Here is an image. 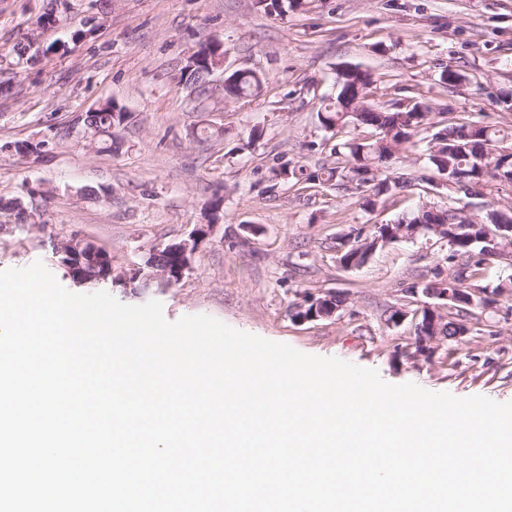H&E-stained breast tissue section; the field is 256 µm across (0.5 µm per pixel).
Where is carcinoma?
<instances>
[{"label": "carcinoma", "instance_id": "carcinoma-1", "mask_svg": "<svg viewBox=\"0 0 512 512\" xmlns=\"http://www.w3.org/2000/svg\"><path fill=\"white\" fill-rule=\"evenodd\" d=\"M208 59L199 62L191 72H182L185 83L195 85L200 91L206 90L209 67ZM235 81L224 87L229 98H246L254 94V88L262 82L261 77L251 70L237 71ZM339 81L336 97L322 102L318 111L320 124L327 130L342 129L349 125L361 126L370 130L366 138H351L335 145L331 153L336 155V165L323 166L309 172L303 166H295L288 171L298 183L311 181L324 182L343 192L362 189V194L391 197L397 192L414 186L409 179L383 175L382 163L399 146L408 143L426 125L436 126L438 130L431 138L428 148V160L437 176L448 171V219L454 212L466 206L468 191L485 187L492 180L501 185L512 184V145H503L505 135L501 131L462 114L443 111L434 112L432 106L413 98L385 109L373 103L361 109L357 117L348 115L355 96L349 95L355 82L364 88H370L374 81L347 70L337 78ZM126 119V114L112 102L98 105L86 113L84 124L100 135L110 134L113 125ZM436 219L435 209L423 208L411 217L403 218L392 224V229L401 231L409 224H430ZM500 215L486 213L478 223L464 221L449 223L448 263L454 268L453 281L477 288L476 283L480 266L488 260L484 254L481 239L497 231ZM349 245L342 256L356 262H366L367 252L363 251L364 240L360 233L348 234Z\"/></svg>", "mask_w": 512, "mask_h": 512}]
</instances>
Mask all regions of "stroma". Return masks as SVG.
<instances>
[{"label": "stroma", "mask_w": 512, "mask_h": 512, "mask_svg": "<svg viewBox=\"0 0 512 512\" xmlns=\"http://www.w3.org/2000/svg\"><path fill=\"white\" fill-rule=\"evenodd\" d=\"M224 43L223 71L206 94L180 80L192 51ZM37 52L18 58L17 44ZM352 64L376 82L372 102L389 108L417 97L438 110L512 129V0H290L274 17L255 0H0V270L42 262L68 290L105 291L122 303L160 301L167 320L205 314L230 327L319 357L371 368L390 384L512 401V292L478 314L469 332L418 354L415 322L390 323L406 290L434 271L448 272V246L423 236L378 249L362 267L344 269L336 239L391 224L422 206L447 208L448 191L427 184L426 139L399 149L390 176L420 177L417 189L367 210L362 195L272 178L282 163L320 168L335 143L364 128L325 131L316 113L336 95V69ZM263 73L262 92L225 100L224 74ZM453 70L465 78L450 89ZM111 101L127 112L113 131L114 152L92 147L82 119ZM203 127L223 129L200 140ZM261 138L247 146L251 129ZM48 151L22 154V142ZM223 219L180 283H124L150 249L203 223L215 198ZM77 239L107 250L112 278L80 284L55 244ZM343 293L335 315L300 322L304 295Z\"/></svg>", "instance_id": "35a3bbf8"}]
</instances>
